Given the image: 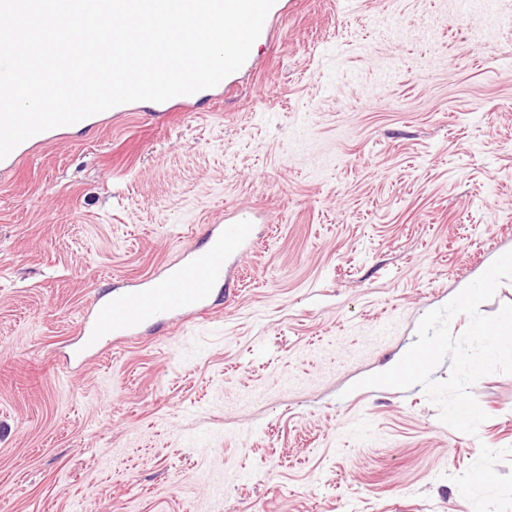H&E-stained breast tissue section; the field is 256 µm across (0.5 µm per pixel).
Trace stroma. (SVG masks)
<instances>
[{"label":"stroma","mask_w":512,"mask_h":512,"mask_svg":"<svg viewBox=\"0 0 512 512\" xmlns=\"http://www.w3.org/2000/svg\"><path fill=\"white\" fill-rule=\"evenodd\" d=\"M284 4L229 92L0 179V512H512V375L474 435L354 387L512 251V0ZM242 208L210 314L69 360L96 297Z\"/></svg>","instance_id":"stroma-1"}]
</instances>
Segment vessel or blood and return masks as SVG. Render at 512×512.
I'll use <instances>...</instances> for the list:
<instances>
[{
  "mask_svg": "<svg viewBox=\"0 0 512 512\" xmlns=\"http://www.w3.org/2000/svg\"><path fill=\"white\" fill-rule=\"evenodd\" d=\"M66 127L37 134L0 160V177L10 176L19 164L51 141L66 134ZM253 237L251 211L240 210L224 222L212 225L205 246L191 250L170 272L139 281L132 287L100 295L78 323L77 336L83 346L100 337L116 340L138 335L141 328L174 318L188 319L205 314L212 290L227 277L230 257L247 247Z\"/></svg>",
  "mask_w": 512,
  "mask_h": 512,
  "instance_id": "vessel-or-blood-1",
  "label": "vessel or blood"
}]
</instances>
